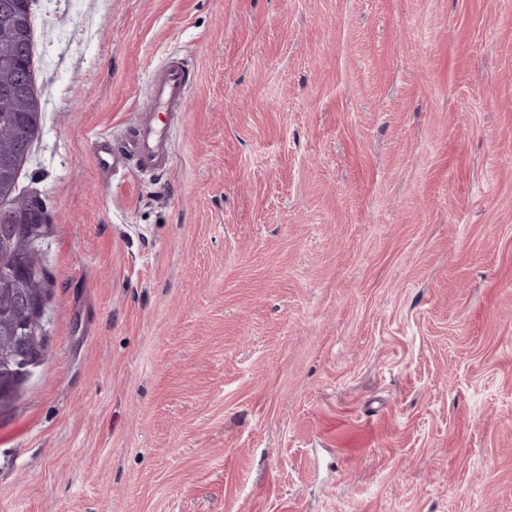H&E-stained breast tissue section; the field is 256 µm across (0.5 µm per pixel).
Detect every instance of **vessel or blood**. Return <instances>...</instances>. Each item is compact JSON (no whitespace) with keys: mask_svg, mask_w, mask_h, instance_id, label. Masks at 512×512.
<instances>
[{"mask_svg":"<svg viewBox=\"0 0 512 512\" xmlns=\"http://www.w3.org/2000/svg\"><path fill=\"white\" fill-rule=\"evenodd\" d=\"M189 85L190 71L184 60L169 58L151 78L150 105L141 111L132 135L119 143L108 135L94 138L93 158L105 178L127 172L132 165L149 176L170 168L174 117L185 109Z\"/></svg>","mask_w":512,"mask_h":512,"instance_id":"1","label":"vessel or blood"}]
</instances>
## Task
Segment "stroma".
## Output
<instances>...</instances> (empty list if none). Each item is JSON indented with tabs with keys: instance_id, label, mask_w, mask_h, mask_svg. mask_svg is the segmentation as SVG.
Here are the masks:
<instances>
[{
	"instance_id": "stroma-1",
	"label": "stroma",
	"mask_w": 512,
	"mask_h": 512,
	"mask_svg": "<svg viewBox=\"0 0 512 512\" xmlns=\"http://www.w3.org/2000/svg\"><path fill=\"white\" fill-rule=\"evenodd\" d=\"M49 356L0 512H512V0H36ZM171 169L103 183L169 55Z\"/></svg>"
}]
</instances>
